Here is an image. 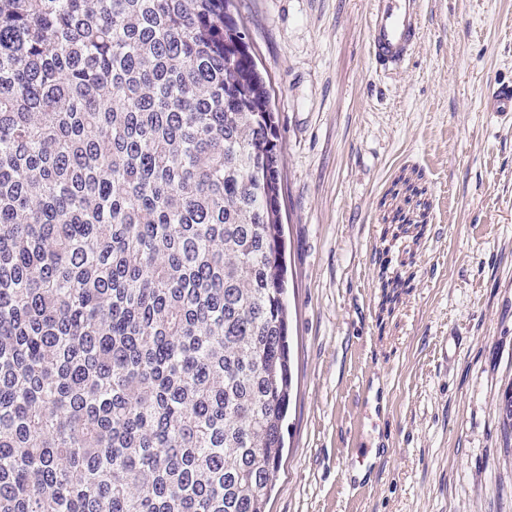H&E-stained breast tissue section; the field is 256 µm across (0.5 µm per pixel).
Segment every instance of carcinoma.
<instances>
[{
	"instance_id": "obj_1",
	"label": "carcinoma",
	"mask_w": 512,
	"mask_h": 512,
	"mask_svg": "<svg viewBox=\"0 0 512 512\" xmlns=\"http://www.w3.org/2000/svg\"><path fill=\"white\" fill-rule=\"evenodd\" d=\"M227 3L0 0V512H264L283 160Z\"/></svg>"
}]
</instances>
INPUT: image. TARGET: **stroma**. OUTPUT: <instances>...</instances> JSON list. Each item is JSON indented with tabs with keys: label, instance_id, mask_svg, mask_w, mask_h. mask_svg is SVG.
Returning <instances> with one entry per match:
<instances>
[{
	"label": "stroma",
	"instance_id": "1",
	"mask_svg": "<svg viewBox=\"0 0 512 512\" xmlns=\"http://www.w3.org/2000/svg\"><path fill=\"white\" fill-rule=\"evenodd\" d=\"M372 4L234 0L283 155L293 386L266 512H512V124L483 109L512 82V0H424L390 76Z\"/></svg>",
	"mask_w": 512,
	"mask_h": 512
}]
</instances>
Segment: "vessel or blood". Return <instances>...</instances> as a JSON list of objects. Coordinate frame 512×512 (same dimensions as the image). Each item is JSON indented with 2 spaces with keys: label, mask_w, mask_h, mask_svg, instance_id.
<instances>
[{
  "label": "vessel or blood",
  "mask_w": 512,
  "mask_h": 512,
  "mask_svg": "<svg viewBox=\"0 0 512 512\" xmlns=\"http://www.w3.org/2000/svg\"><path fill=\"white\" fill-rule=\"evenodd\" d=\"M422 0H375L368 23L369 55L377 68H403L421 35ZM487 111L512 121V84L500 83L486 99Z\"/></svg>",
  "instance_id": "1"
}]
</instances>
